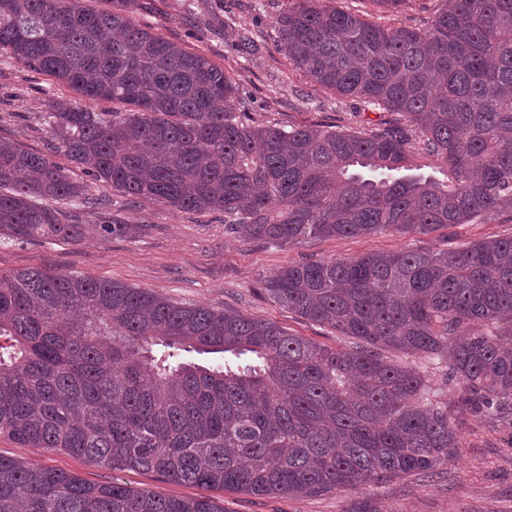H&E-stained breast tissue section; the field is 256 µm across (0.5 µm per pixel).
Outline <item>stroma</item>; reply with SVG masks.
<instances>
[{"instance_id": "obj_1", "label": "stroma", "mask_w": 512, "mask_h": 512, "mask_svg": "<svg viewBox=\"0 0 512 512\" xmlns=\"http://www.w3.org/2000/svg\"><path fill=\"white\" fill-rule=\"evenodd\" d=\"M135 14L171 40L204 53L233 73L251 96V112L260 122L284 126L322 122L368 129L377 120L359 102L331 98L309 87L289 68L274 45V21L287 0H140ZM234 14V27L224 25L225 11ZM259 34V47L241 57L236 30ZM65 86L0 55V137L30 150L44 151L55 137L41 116L54 99L69 97ZM73 180L87 184L91 195L120 208L126 223L145 224L146 234L106 242L87 236L81 242L36 240L0 241V270L37 268L49 274L77 273L98 280L120 281L146 288L186 304L220 310L234 307L276 322L290 331L336 347L344 337L302 321L287 309L257 295L262 276L296 262L405 246L447 249L482 238L512 235V209L485 224H462L429 234L386 233L360 238L316 239L294 247L243 242L225 235L221 214L176 212L153 203L123 208L122 197L111 187L92 181L81 169ZM460 448L433 478L417 475L380 485H367L321 496L255 497L216 492L226 512H512V421L466 412L455 419ZM0 455L59 469L81 478L125 483L166 496L192 497L196 487L174 483L153 473L112 471L63 452L28 448L0 436Z\"/></svg>"}]
</instances>
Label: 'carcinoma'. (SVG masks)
Returning a JSON list of instances; mask_svg holds the SVG:
<instances>
[{"label":"carcinoma","instance_id":"cac0c4a2","mask_svg":"<svg viewBox=\"0 0 512 512\" xmlns=\"http://www.w3.org/2000/svg\"><path fill=\"white\" fill-rule=\"evenodd\" d=\"M369 2L295 0L274 22L310 87L396 115L367 131L255 123L233 75L133 20L136 0H0V51L117 105L55 100L45 119L129 206L222 213L225 233L290 247L494 220L512 207V0H442L423 28L394 18L403 0ZM236 46L258 43L241 29ZM417 154L437 174L416 172ZM62 205L102 199L52 152L0 137V240L148 228L115 212L73 224ZM260 291L350 345L116 281L0 272V435L199 489L168 497L0 456V512H224L210 492L313 497L432 476L459 448L448 407L512 416V235L288 264ZM394 352L448 370L436 386Z\"/></svg>","mask_w":512,"mask_h":512}]
</instances>
